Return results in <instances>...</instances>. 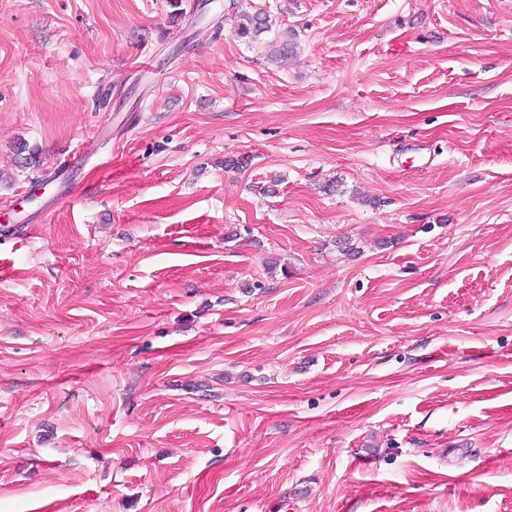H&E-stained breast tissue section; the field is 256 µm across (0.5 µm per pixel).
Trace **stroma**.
Here are the masks:
<instances>
[{
  "instance_id": "stroma-1",
  "label": "stroma",
  "mask_w": 512,
  "mask_h": 512,
  "mask_svg": "<svg viewBox=\"0 0 512 512\" xmlns=\"http://www.w3.org/2000/svg\"><path fill=\"white\" fill-rule=\"evenodd\" d=\"M0 512H512V0H0ZM236 18L235 34L241 39L253 40L269 28L268 16L264 11L239 13Z\"/></svg>"
}]
</instances>
